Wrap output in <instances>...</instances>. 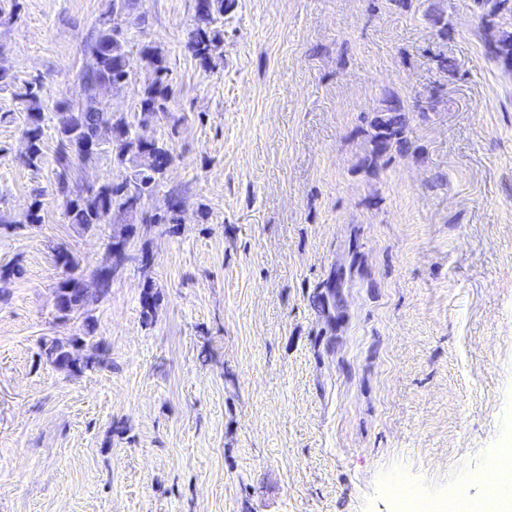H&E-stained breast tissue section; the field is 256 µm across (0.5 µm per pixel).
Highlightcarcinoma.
I'll use <instances>...</instances> for the list:
<instances>
[{
	"instance_id": "cac0c4a2",
	"label": "carcinoma",
	"mask_w": 512,
	"mask_h": 512,
	"mask_svg": "<svg viewBox=\"0 0 512 512\" xmlns=\"http://www.w3.org/2000/svg\"><path fill=\"white\" fill-rule=\"evenodd\" d=\"M483 10L482 20L497 28L498 39L488 46L487 54L504 67H512V0H477ZM233 5V0H196L195 25L190 32L187 46L193 57L204 66L213 64L216 51L224 42V31L217 26V17ZM125 34L103 28L90 49V62L84 79L92 94L81 107H60L55 112L57 132L58 174L60 189L66 188L67 170L71 160L90 161L101 153L112 155L113 161L130 164L131 172L124 180L106 182L89 188L76 199L67 201L66 213L69 223L85 230L101 224L112 223V215L136 214L142 224H178L181 221L182 205L176 202L163 215L152 214L141 207L144 196L150 194L160 183L172 161L169 149L158 142H144L132 134L125 117L103 105L99 96L112 85L128 77L129 65L125 49ZM147 65L155 74L139 99L138 121L146 124L158 115L167 112L168 94L163 85L166 73L162 52L149 47L143 51ZM15 97L27 104V123L23 134L27 140L25 163L38 167L44 158L43 127L40 84L25 82L18 87ZM408 117L400 96L392 91L385 94L382 105L376 110L370 127L373 149L370 163L391 152L403 154L411 148L406 136ZM56 261L68 270V276L56 288L54 304L57 319L86 309L91 304L106 298L112 288V267L104 266L98 288L90 294L83 286L80 261L71 252L60 249ZM84 335L55 337L42 345L47 362L70 375L96 365H107L106 359L92 362L83 354L100 352L101 342L94 340V321L84 318Z\"/></svg>"
}]
</instances>
